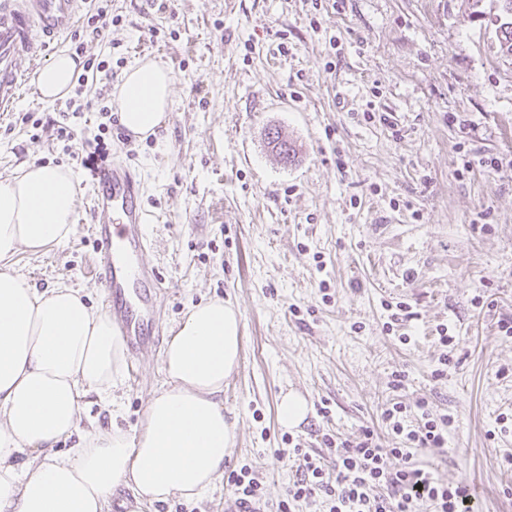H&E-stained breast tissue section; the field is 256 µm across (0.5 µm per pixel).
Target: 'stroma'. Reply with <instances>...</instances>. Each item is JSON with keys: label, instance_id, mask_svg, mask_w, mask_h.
<instances>
[{"label": "stroma", "instance_id": "35a3bbf8", "mask_svg": "<svg viewBox=\"0 0 512 512\" xmlns=\"http://www.w3.org/2000/svg\"><path fill=\"white\" fill-rule=\"evenodd\" d=\"M500 0H110L100 36L66 33L56 51L107 60L79 100L70 139L53 124L65 99L24 90L0 114V180L29 163L71 169L78 206L67 243L20 251L14 269L38 288L81 289L102 311L89 266L92 174L82 147L104 138L106 161L142 180L150 245L142 256L164 282L158 338L128 359L113 404L82 406L79 431H134L164 382L170 330L191 305L238 307L241 363L224 386L237 420L225 472L250 466L276 512L298 462L289 442L322 455L330 436L377 429L393 402L454 418L444 448H422L434 481L468 485L471 512H512V57L492 24ZM176 77L158 133L125 139L120 122L99 134V111L135 59ZM39 126L25 123V116ZM278 129L297 154L280 161ZM498 166H489V159ZM473 160L464 169L465 160ZM400 309L385 329L389 306ZM455 342L448 374L435 378ZM402 388H394L395 375ZM311 406L296 429L277 419L280 394ZM227 481L201 499L145 512H224Z\"/></svg>", "mask_w": 512, "mask_h": 512}]
</instances>
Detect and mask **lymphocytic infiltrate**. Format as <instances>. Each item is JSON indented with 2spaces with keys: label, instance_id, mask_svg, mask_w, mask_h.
<instances>
[{
  "label": "lymphocytic infiltrate",
  "instance_id": "obj_1",
  "mask_svg": "<svg viewBox=\"0 0 512 512\" xmlns=\"http://www.w3.org/2000/svg\"><path fill=\"white\" fill-rule=\"evenodd\" d=\"M418 410L413 425L407 424V408L401 403L383 410V423L400 441L389 452H382L373 430L367 429L358 441L337 444L335 473H326L320 462L303 455L301 476L279 502L280 512H290L293 502L313 496L322 497L328 512H420L425 505L432 512H462L470 497L468 487L438 484L413 461L415 449L445 447L452 418L431 414L423 401ZM393 457L401 460L400 468H391Z\"/></svg>",
  "mask_w": 512,
  "mask_h": 512
}]
</instances>
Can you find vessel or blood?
<instances>
[{
  "instance_id": "1",
  "label": "vessel or blood",
  "mask_w": 512,
  "mask_h": 512,
  "mask_svg": "<svg viewBox=\"0 0 512 512\" xmlns=\"http://www.w3.org/2000/svg\"><path fill=\"white\" fill-rule=\"evenodd\" d=\"M81 0H0V112L12 111L32 79L34 66L49 61L50 41L76 24ZM92 268L108 314L131 353L157 335V302L163 285L141 261L147 249V215L141 183L127 166L113 164L95 178Z\"/></svg>"
}]
</instances>
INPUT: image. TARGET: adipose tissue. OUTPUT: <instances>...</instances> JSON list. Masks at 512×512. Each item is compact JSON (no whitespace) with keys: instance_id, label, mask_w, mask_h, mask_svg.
I'll return each mask as SVG.
<instances>
[{"instance_id":"obj_1","label":"adipose tissue","mask_w":512,"mask_h":512,"mask_svg":"<svg viewBox=\"0 0 512 512\" xmlns=\"http://www.w3.org/2000/svg\"><path fill=\"white\" fill-rule=\"evenodd\" d=\"M77 63L62 52L37 75L44 101L64 96ZM175 77L135 60L116 86L119 122L133 136L156 134L172 105ZM77 177L28 164L0 181V512H109L114 494L141 503L193 499L215 490L236 438L224 384L237 371L241 315L213 299L189 308L166 344L165 381L135 432H89L67 452L83 399H112L126 372L111 317L91 312L78 290H39L16 273L19 250L65 243L76 216Z\"/></svg>"}]
</instances>
